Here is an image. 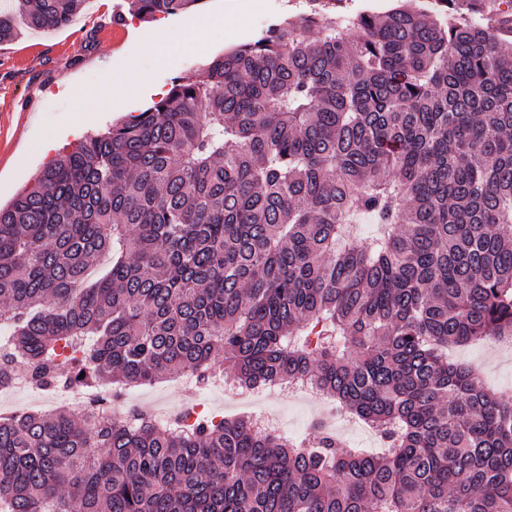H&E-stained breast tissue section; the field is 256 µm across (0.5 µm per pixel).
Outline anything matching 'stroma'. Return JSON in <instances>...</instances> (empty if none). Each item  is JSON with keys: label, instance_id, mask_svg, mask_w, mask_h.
Wrapping results in <instances>:
<instances>
[{"label": "stroma", "instance_id": "obj_1", "mask_svg": "<svg viewBox=\"0 0 512 512\" xmlns=\"http://www.w3.org/2000/svg\"><path fill=\"white\" fill-rule=\"evenodd\" d=\"M305 0H203L195 12L167 16L171 45L165 62L143 56L139 64L148 86L125 92L121 103L111 101L112 82L122 65L115 58L113 22L134 30L123 52L131 54L139 40L155 31L156 23L129 15L125 0H111L102 9L97 0H85L74 22L50 33L24 32L18 40L0 45V201H10L31 185L47 165L39 152L44 140L56 148L75 146L79 138L69 121L87 112L81 130L94 132L132 113L146 110L165 97L178 78L190 75L214 56L251 42L256 27L298 15ZM224 15L204 31L188 26L193 13ZM456 362L473 367L484 384L512 402V352L495 342H476L450 350ZM155 400L164 410H184L204 404L216 418L240 417L237 409H225L211 386L193 383L173 386L163 381L135 387L116 397L117 405L143 406Z\"/></svg>", "mask_w": 512, "mask_h": 512}]
</instances>
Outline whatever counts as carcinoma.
Listing matches in <instances>:
<instances>
[{
  "label": "carcinoma",
  "mask_w": 512,
  "mask_h": 512,
  "mask_svg": "<svg viewBox=\"0 0 512 512\" xmlns=\"http://www.w3.org/2000/svg\"><path fill=\"white\" fill-rule=\"evenodd\" d=\"M511 1L307 0L0 207V385L98 402L221 362L246 388L309 382L381 452L248 417L1 414L0 512H512V404L448 361L512 338V41L471 21ZM82 2L15 0L0 44ZM400 4L401 2L394 0H336V16L354 15L360 12L382 16Z\"/></svg>",
  "instance_id": "1"
}]
</instances>
